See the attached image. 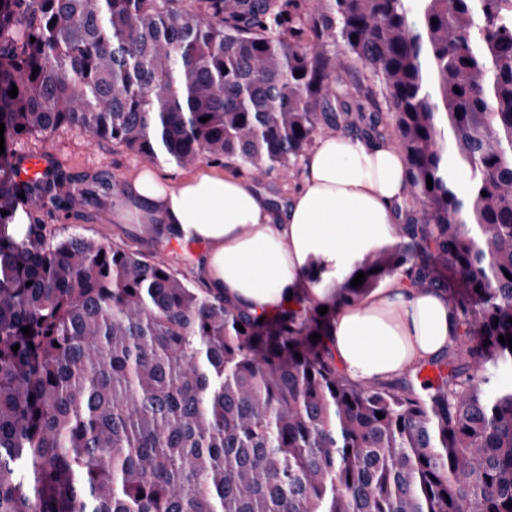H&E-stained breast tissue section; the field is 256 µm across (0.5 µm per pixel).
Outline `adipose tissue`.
<instances>
[{
  "label": "adipose tissue",
  "mask_w": 512,
  "mask_h": 512,
  "mask_svg": "<svg viewBox=\"0 0 512 512\" xmlns=\"http://www.w3.org/2000/svg\"><path fill=\"white\" fill-rule=\"evenodd\" d=\"M406 168L394 140L323 137L279 206L238 171L199 170L172 185L145 169L126 179L112 221L160 224L170 237L204 244V287L273 313L293 296L331 302L369 254L395 244ZM459 333L445 294L396 274L340 309L325 342L342 374L364 387L431 362Z\"/></svg>",
  "instance_id": "ef3b65f1"
}]
</instances>
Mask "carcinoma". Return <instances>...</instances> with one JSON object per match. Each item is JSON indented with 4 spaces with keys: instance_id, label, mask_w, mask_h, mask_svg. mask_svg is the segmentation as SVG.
Segmentation results:
<instances>
[{
    "instance_id": "cac0c4a2",
    "label": "carcinoma",
    "mask_w": 512,
    "mask_h": 512,
    "mask_svg": "<svg viewBox=\"0 0 512 512\" xmlns=\"http://www.w3.org/2000/svg\"><path fill=\"white\" fill-rule=\"evenodd\" d=\"M0 122V512H512V0H0ZM63 128L257 178L319 135L393 139L399 243L326 314L262 318L50 238L35 210L118 189L20 178L14 141ZM397 273L448 293L460 335L436 379L359 388L327 328Z\"/></svg>"
}]
</instances>
